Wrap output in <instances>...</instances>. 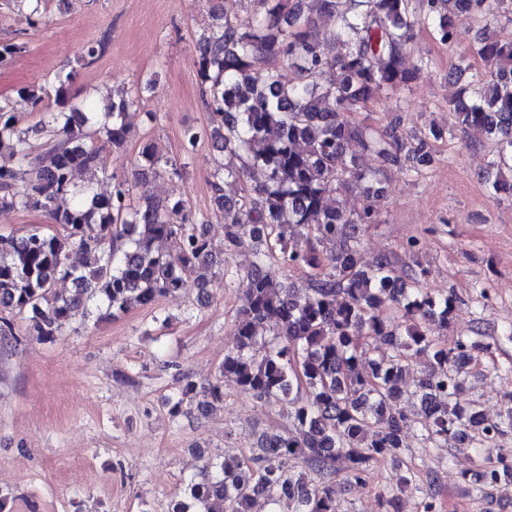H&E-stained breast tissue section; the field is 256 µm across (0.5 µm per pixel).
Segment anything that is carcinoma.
I'll use <instances>...</instances> for the list:
<instances>
[{
    "label": "carcinoma",
    "mask_w": 512,
    "mask_h": 512,
    "mask_svg": "<svg viewBox=\"0 0 512 512\" xmlns=\"http://www.w3.org/2000/svg\"><path fill=\"white\" fill-rule=\"evenodd\" d=\"M242 0H209L214 25L197 41L198 78L210 109V129L188 127L184 143L194 147L204 134L220 145L227 161L210 182L216 208L224 213V239L208 235L207 221L183 203L136 192L137 180L108 171L93 134L115 148L123 146L125 116L138 99L122 90L103 111L86 112L68 103L70 76L57 79L60 111L22 127L0 105V152L17 167H0V209L44 212L55 230L41 227L21 236L0 233V341L16 338L15 322L49 339L89 306L115 316L135 306L149 307L185 286L202 289L224 274V248L246 243L252 262L243 278L248 299L234 325L235 343L224 353L219 375L209 387L224 401V379L233 380L256 402L288 399L290 426L261 436L259 453L232 463L206 462V475L192 481L185 499L169 512H247L261 495L270 504L288 503V512H339L336 460L347 463L345 480L361 481L371 463L400 462L407 454L401 433L409 422L407 404L419 402V424L434 448L448 437L475 433L480 441L508 435L512 407L497 421L462 402L467 370L483 343L449 345L455 301L419 287L424 271L397 273L394 261L364 258L355 226L374 224V203L385 194L378 174L365 171L346 145L354 141L385 163L396 164L408 150L418 166L433 162L429 139L442 131L404 142L396 130L376 136L351 122L356 112L383 91L411 83L424 68L405 62L406 44L417 25L432 29L444 44L455 42L447 11L454 6L474 18L497 6L512 22V0H255L252 27L242 31L234 8ZM336 18V56L326 55L316 35V17ZM471 53L488 69L473 75L468 100L448 101L455 126L477 128L496 142L491 166L512 170V41L482 36ZM294 76L285 79L282 70ZM140 175L179 178L181 164L147 145ZM95 170L112 181L99 193L79 185L75 174ZM254 180L241 195H224V182ZM357 193L367 205L351 212L331 195ZM77 198L71 207L59 200ZM168 240L161 252L155 242ZM83 257L69 262L72 251ZM281 269L305 277L306 289L277 281ZM69 279L74 293L56 284ZM393 310L400 322L383 311ZM277 341L261 339L265 326ZM425 357L428 367L410 390L403 385L408 362ZM512 478L502 458L465 480L482 489ZM414 473L397 474L383 488L387 512H398L400 496L413 488Z\"/></svg>",
    "instance_id": "1"
}]
</instances>
